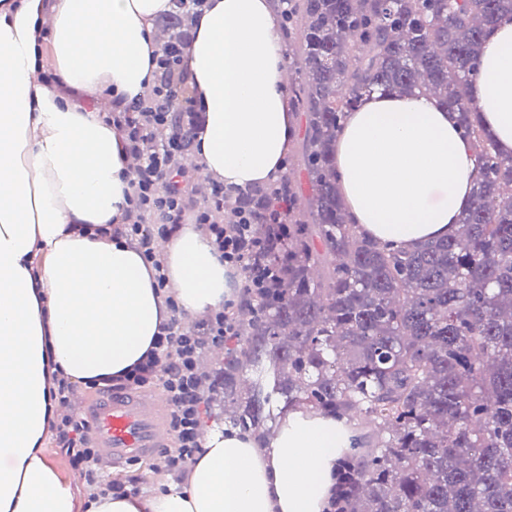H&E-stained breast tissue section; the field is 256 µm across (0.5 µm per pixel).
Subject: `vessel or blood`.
Wrapping results in <instances>:
<instances>
[{"label": "vessel or blood", "instance_id": "vessel-or-blood-1", "mask_svg": "<svg viewBox=\"0 0 512 512\" xmlns=\"http://www.w3.org/2000/svg\"><path fill=\"white\" fill-rule=\"evenodd\" d=\"M167 408L165 395L158 391L115 393L86 406L103 464L120 466L165 447Z\"/></svg>", "mask_w": 512, "mask_h": 512}]
</instances>
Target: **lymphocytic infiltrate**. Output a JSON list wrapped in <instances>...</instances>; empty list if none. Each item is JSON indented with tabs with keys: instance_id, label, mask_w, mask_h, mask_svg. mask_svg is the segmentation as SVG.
Listing matches in <instances>:
<instances>
[{
	"instance_id": "f902f5d3",
	"label": "lymphocytic infiltrate",
	"mask_w": 512,
	"mask_h": 512,
	"mask_svg": "<svg viewBox=\"0 0 512 512\" xmlns=\"http://www.w3.org/2000/svg\"><path fill=\"white\" fill-rule=\"evenodd\" d=\"M183 49L180 40L162 46L154 86L123 110L104 115L106 123L121 135L125 150L138 159L129 207L117 233L135 245L151 265L169 317L160 324L154 346L144 358L123 377L104 379L101 389L111 392L161 385L170 405L173 444L160 453V471L176 480L184 478L201 448V414L210 389L201 361L207 351L237 335L239 303L276 282L279 254L288 237L286 206L277 200L257 210L241 211L231 224L224 221V206L235 197V189L215 183L207 199L196 200L197 177L182 165L181 158L191 150L205 119L189 95L187 75L181 67ZM258 218L267 228L261 240L253 235ZM182 224L196 225L239 282L235 298L225 300L195 329L184 324L183 312L168 292L166 267L156 250L157 239L168 237ZM77 389V383L63 371L52 372L50 393L63 411L50 421L48 430L55 447L81 473L88 500L94 501L121 492L122 487L103 481L86 420L66 410Z\"/></svg>"
}]
</instances>
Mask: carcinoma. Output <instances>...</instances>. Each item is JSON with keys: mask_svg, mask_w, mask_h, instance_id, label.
<instances>
[{"mask_svg": "<svg viewBox=\"0 0 512 512\" xmlns=\"http://www.w3.org/2000/svg\"><path fill=\"white\" fill-rule=\"evenodd\" d=\"M505 16L512 0H291L281 18L303 130L299 168L280 177L285 272L212 373L224 421L259 438L286 411L336 419L341 512H512V155L469 96ZM158 26L183 36L178 14ZM374 89L458 112L477 167L452 236L382 249L345 222L336 138Z\"/></svg>", "mask_w": 512, "mask_h": 512, "instance_id": "carcinoma-1", "label": "carcinoma"}]
</instances>
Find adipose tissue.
Segmentation results:
<instances>
[{
  "mask_svg": "<svg viewBox=\"0 0 512 512\" xmlns=\"http://www.w3.org/2000/svg\"><path fill=\"white\" fill-rule=\"evenodd\" d=\"M169 0H0V512H74L42 454L55 412L47 375L85 383L127 372L168 313L150 267L125 238L132 160L104 113L155 79L152 20ZM48 29L69 94L41 82ZM184 53L205 114L194 155L208 180L247 189L275 181L296 137L285 106L286 49L271 0H208ZM480 117L512 155V21L484 35ZM474 155L458 115L424 97L375 92L336 141L348 223L382 244L451 234L472 203ZM42 265H34L35 254ZM179 306L198 317L230 292L228 270L193 225L165 245ZM343 447L336 422L287 415L267 445L209 435L183 483L144 500L107 496L92 512H323Z\"/></svg>",
  "mask_w": 512,
  "mask_h": 512,
  "instance_id": "obj_1",
  "label": "adipose tissue"
}]
</instances>
